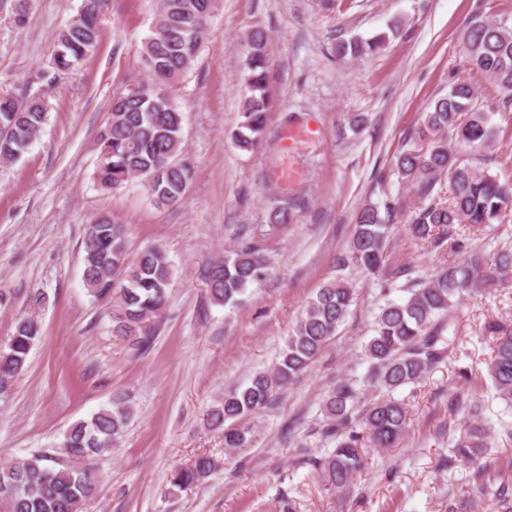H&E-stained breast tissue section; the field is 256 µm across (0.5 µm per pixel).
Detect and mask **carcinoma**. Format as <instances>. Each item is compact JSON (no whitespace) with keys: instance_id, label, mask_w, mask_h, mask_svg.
Returning <instances> with one entry per match:
<instances>
[{"instance_id":"carcinoma-1","label":"carcinoma","mask_w":512,"mask_h":512,"mask_svg":"<svg viewBox=\"0 0 512 512\" xmlns=\"http://www.w3.org/2000/svg\"><path fill=\"white\" fill-rule=\"evenodd\" d=\"M219 0H156L151 34L143 42L142 64L150 79L129 80L115 93L111 117L96 137L98 157L94 181L103 190H114L131 179H141L153 204H177L190 174L180 159L183 112L172 90L188 74L198 56ZM101 0H84L80 12L56 36L57 50L49 70L37 75L51 88L56 75L92 55L101 39ZM386 36L354 41L342 51L354 54L382 50ZM247 94L243 121L235 134L237 146L249 151L257 145L270 110L267 87V36L261 30L248 35ZM463 47L469 63L506 93L503 108L512 107V29L490 20L467 26ZM477 94L467 80L450 84L448 94L425 113L417 139L426 148L407 149L397 156L398 173L411 182L426 204L411 218V232L435 249L459 247L455 226L507 224L512 221V184L474 163L492 147L498 134L490 113L476 104ZM48 120L46 92L25 89L19 95L0 94V161L10 162L38 138ZM448 179L447 204L434 200L436 185ZM379 206L367 203L357 214L346 248L336 254L338 275L318 289L285 340L273 367L255 373L244 387L224 392V400L207 413L210 427L224 434V447L236 450L255 443L252 419L272 406L278 396L305 372L336 336L356 299L346 270L367 275L380 272L389 233ZM126 230L106 217L88 225L84 249V283L97 299L110 303L112 335L121 338L134 354L151 344L162 320L172 281L165 252L156 246L131 257L125 247ZM509 265L503 254L493 264L476 259L452 262L425 278L412 281L408 296L379 307L373 335L364 344L369 362L365 382L383 392L382 400H366L356 381L341 378L324 397L325 416L296 440L300 457L327 489L348 491L365 460V448H391L406 430L408 410L393 394L422 381L448 358L455 337L454 309L461 299L499 279ZM269 260L250 240L231 254L205 265L209 296L216 304L237 305L248 285L267 276ZM484 332L493 337L488 365L496 397L512 408V325L489 321ZM42 332L35 318L26 315L16 323L6 348L0 349V395L8 381L27 368L32 348ZM131 410L122 397L113 399L88 421L73 424L65 434L61 455L36 451L0 467V512H79L95 494L94 460L112 450ZM490 422L471 414L462 437L451 449L447 463L470 464L487 448ZM332 441V450L321 452L311 438ZM214 458L201 455L177 468L171 484L182 488L205 480L216 468ZM497 512H512V481L495 489L481 488Z\"/></svg>"}]
</instances>
